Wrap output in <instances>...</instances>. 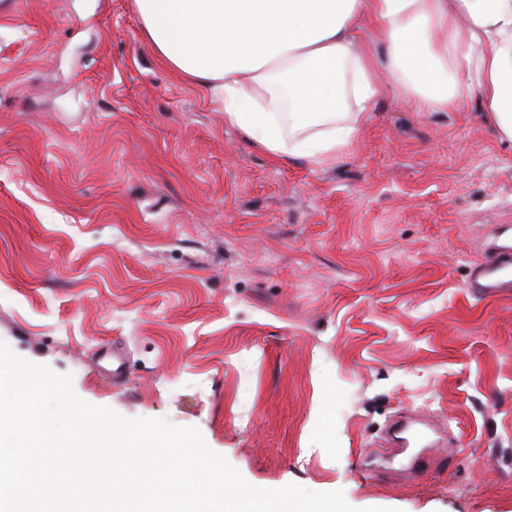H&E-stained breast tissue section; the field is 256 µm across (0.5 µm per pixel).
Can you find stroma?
<instances>
[{"label":"stroma","mask_w":512,"mask_h":512,"mask_svg":"<svg viewBox=\"0 0 512 512\" xmlns=\"http://www.w3.org/2000/svg\"><path fill=\"white\" fill-rule=\"evenodd\" d=\"M496 224L512 144L479 100L388 90L323 166L276 163L133 0H0V340L90 404L197 427L254 486L512 512V297L466 286ZM400 412L459 447L381 460Z\"/></svg>","instance_id":"stroma-1"}]
</instances>
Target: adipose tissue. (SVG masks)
<instances>
[{"instance_id": "adipose-tissue-1", "label": "adipose tissue", "mask_w": 512, "mask_h": 512, "mask_svg": "<svg viewBox=\"0 0 512 512\" xmlns=\"http://www.w3.org/2000/svg\"><path fill=\"white\" fill-rule=\"evenodd\" d=\"M134 3L158 56L275 159L324 164L389 87L438 112L480 98L512 143V0Z\"/></svg>"}]
</instances>
